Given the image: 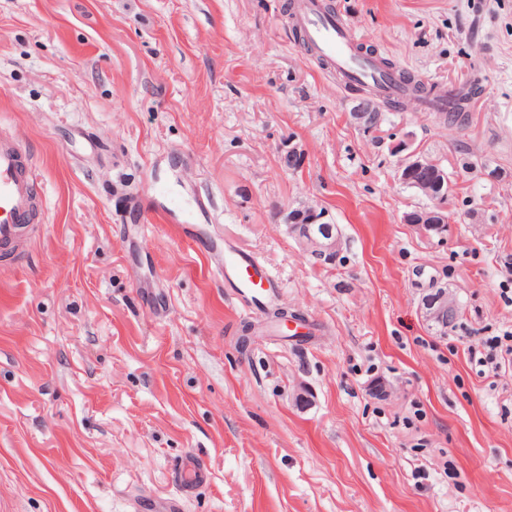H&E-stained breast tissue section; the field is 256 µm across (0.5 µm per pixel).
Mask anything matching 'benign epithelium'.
<instances>
[{
	"instance_id": "benign-epithelium-1",
	"label": "benign epithelium",
	"mask_w": 512,
	"mask_h": 512,
	"mask_svg": "<svg viewBox=\"0 0 512 512\" xmlns=\"http://www.w3.org/2000/svg\"><path fill=\"white\" fill-rule=\"evenodd\" d=\"M351 116L364 130H376L381 127L384 116L371 96L359 98ZM404 153L397 168L398 179L412 187L423 188L430 192L433 206L424 211H414L404 215L406 224H417L427 234L444 239L448 234V209L438 202L437 195L431 193V187L443 189L448 182V172L430 161L419 151L410 149L406 144L397 148ZM326 212L313 207L295 208L280 212L281 223L295 232L299 245L317 259H327L339 249V236L336 225L325 221ZM459 310V303L445 287L434 288L422 297L421 311L425 319L432 324L446 325L448 317Z\"/></svg>"
}]
</instances>
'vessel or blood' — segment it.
I'll use <instances>...</instances> for the list:
<instances>
[{
    "instance_id": "vessel-or-blood-1",
    "label": "vessel or blood",
    "mask_w": 512,
    "mask_h": 512,
    "mask_svg": "<svg viewBox=\"0 0 512 512\" xmlns=\"http://www.w3.org/2000/svg\"><path fill=\"white\" fill-rule=\"evenodd\" d=\"M293 20L308 43L335 65L347 84L371 85L383 95L396 93V86L376 61L359 50L343 20L326 12L320 0H295ZM38 180L34 159L13 137L0 134V258H13L40 235ZM220 275L253 308H261L277 295L278 279L255 258L234 249H225ZM207 476L205 466L193 458L186 459L177 473L186 492Z\"/></svg>"
}]
</instances>
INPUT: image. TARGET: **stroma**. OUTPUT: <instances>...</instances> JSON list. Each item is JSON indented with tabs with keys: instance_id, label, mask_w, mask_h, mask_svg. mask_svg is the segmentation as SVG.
Masks as SVG:
<instances>
[{
	"instance_id": "obj_1",
	"label": "stroma",
	"mask_w": 512,
	"mask_h": 512,
	"mask_svg": "<svg viewBox=\"0 0 512 512\" xmlns=\"http://www.w3.org/2000/svg\"><path fill=\"white\" fill-rule=\"evenodd\" d=\"M323 2L429 86L478 78L468 123L410 100L355 126L287 0H0V132L46 206L0 271V512H512V355L471 358L512 333V0ZM401 142L448 172L446 239L402 221L429 201ZM301 205L339 262L281 223ZM228 245L306 336L214 277ZM436 282L445 333L419 309ZM190 454L209 479L186 494ZM281 223L295 231L299 245L319 259L330 258L339 249L336 224L324 221L326 212L313 207L283 210L279 214ZM339 253H336L337 258Z\"/></svg>"
}]
</instances>
